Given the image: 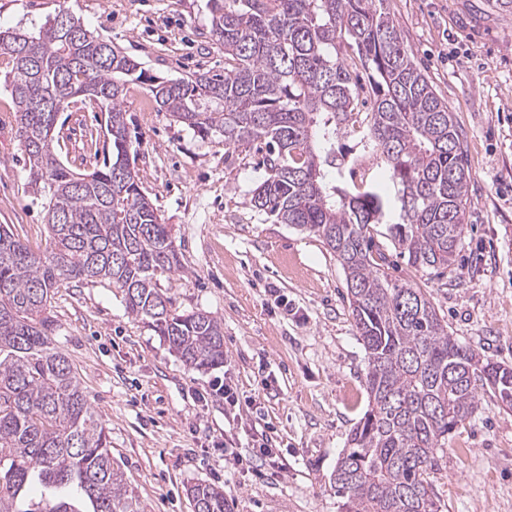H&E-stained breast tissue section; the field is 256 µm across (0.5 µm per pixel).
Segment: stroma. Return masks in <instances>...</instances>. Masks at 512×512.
Masks as SVG:
<instances>
[{
	"instance_id": "35a3bbf8",
	"label": "stroma",
	"mask_w": 512,
	"mask_h": 512,
	"mask_svg": "<svg viewBox=\"0 0 512 512\" xmlns=\"http://www.w3.org/2000/svg\"><path fill=\"white\" fill-rule=\"evenodd\" d=\"M417 66L434 82L464 138L470 171L467 230L454 266L415 270L392 254L389 273L423 288L461 344L512 366V6L500 0H384ZM66 11L150 73L176 79L224 72L209 0H0V28L38 31ZM0 57V224L33 251L46 247L41 200L16 138ZM122 108L135 168L179 271L160 285L181 311L224 325V363L187 367L126 311L119 289L83 281L58 288L51 314L112 441V460L142 512H194L186 489L223 488L230 512H342L336 461L367 409V362L344 272L318 236L275 223L251 204L265 171L256 146L200 138L127 85ZM106 115L86 102L59 115L55 148L74 171L112 151ZM227 379L239 409L210 395ZM272 453L260 472L233 468L226 449ZM438 512H512V409L482 396L431 472Z\"/></svg>"
}]
</instances>
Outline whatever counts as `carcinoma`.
<instances>
[{"instance_id":"carcinoma-1","label":"carcinoma","mask_w":512,"mask_h":512,"mask_svg":"<svg viewBox=\"0 0 512 512\" xmlns=\"http://www.w3.org/2000/svg\"><path fill=\"white\" fill-rule=\"evenodd\" d=\"M224 76L149 73L80 19L53 17L32 35L0 29V56L30 184L45 199L49 240L33 253L0 225V512H141L112 464L105 422L57 346L49 307L68 282L107 281L188 367L224 364V325L183 311L160 288L181 268L169 225L143 189L123 92L142 84L160 110L227 146L262 143L253 206L314 233L334 253L367 358L368 409L334 471L344 512H438L429 474L448 433L480 393L512 407V368L449 336L423 289L391 277L380 242L416 270L454 264L469 170L462 134L410 57L383 0H210ZM368 76L374 102L362 110ZM93 101L112 127V158L77 173L58 157L59 113ZM387 177L354 183L342 139ZM194 512H228L224 490L187 489Z\"/></svg>"}]
</instances>
